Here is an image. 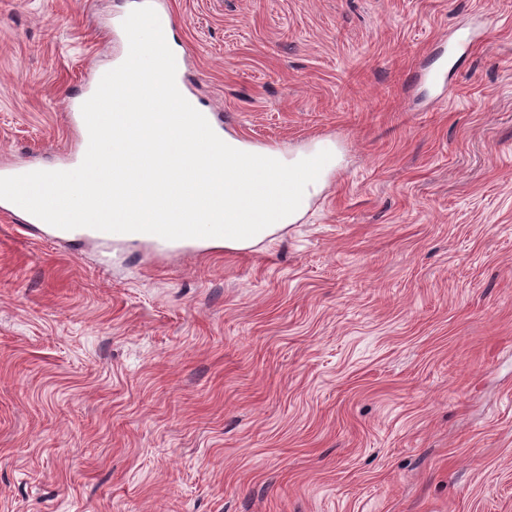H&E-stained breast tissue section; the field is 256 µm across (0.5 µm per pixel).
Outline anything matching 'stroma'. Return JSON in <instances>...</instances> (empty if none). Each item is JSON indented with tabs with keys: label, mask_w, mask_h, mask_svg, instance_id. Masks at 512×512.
<instances>
[{
	"label": "stroma",
	"mask_w": 512,
	"mask_h": 512,
	"mask_svg": "<svg viewBox=\"0 0 512 512\" xmlns=\"http://www.w3.org/2000/svg\"><path fill=\"white\" fill-rule=\"evenodd\" d=\"M134 5L0 0V162L77 147ZM164 6L226 136L345 161L239 252L0 213V512H512V0ZM2 204L8 205L14 209L22 210L25 212V214L29 218V222L32 224H38L36 226L37 230H40L44 233L45 239L48 240H54V239H67V240H74V239H90V240H100V241H106L112 243V236L117 237H126L128 233H110V232H104L92 228H78L74 230H63L56 227H53L41 219L35 217L34 215L28 213L18 205L4 199H0V205H1V212L5 213L10 212L9 208L2 207ZM140 237L144 238V241H149L153 248L161 255L184 250H204L208 246L207 242L201 238L171 241L147 233H140Z\"/></svg>",
	"instance_id": "1"
}]
</instances>
